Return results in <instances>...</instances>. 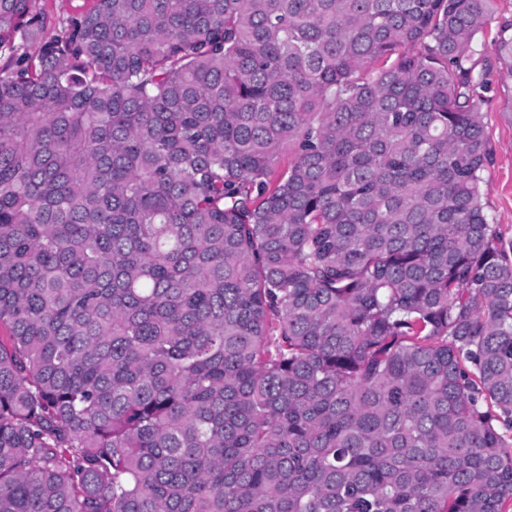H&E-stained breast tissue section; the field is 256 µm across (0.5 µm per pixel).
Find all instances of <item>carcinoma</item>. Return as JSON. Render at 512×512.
Listing matches in <instances>:
<instances>
[{
    "mask_svg": "<svg viewBox=\"0 0 512 512\" xmlns=\"http://www.w3.org/2000/svg\"><path fill=\"white\" fill-rule=\"evenodd\" d=\"M35 2L0 0V512H502L491 0H92L50 36Z\"/></svg>",
    "mask_w": 512,
    "mask_h": 512,
    "instance_id": "obj_1",
    "label": "carcinoma"
}]
</instances>
